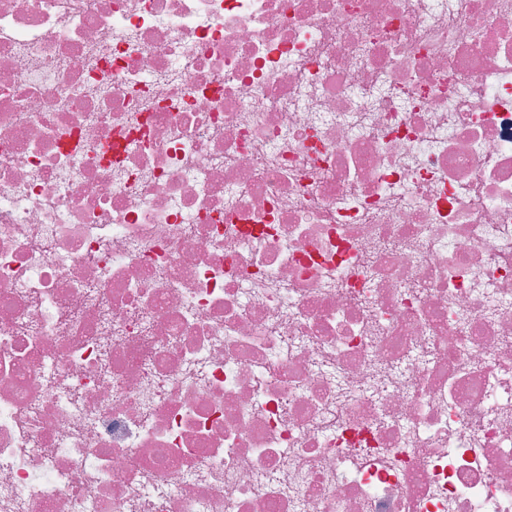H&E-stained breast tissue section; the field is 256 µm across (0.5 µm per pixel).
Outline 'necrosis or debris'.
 <instances>
[{"label": "necrosis or debris", "mask_w": 512, "mask_h": 512, "mask_svg": "<svg viewBox=\"0 0 512 512\" xmlns=\"http://www.w3.org/2000/svg\"><path fill=\"white\" fill-rule=\"evenodd\" d=\"M0 512H512V0H0Z\"/></svg>", "instance_id": "4bbe7bcc"}]
</instances>
